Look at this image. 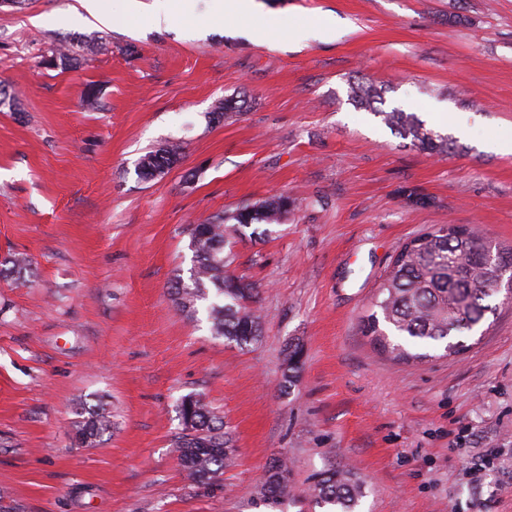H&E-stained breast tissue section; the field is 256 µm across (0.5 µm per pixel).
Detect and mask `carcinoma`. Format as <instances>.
Segmentation results:
<instances>
[{
  "label": "carcinoma",
  "instance_id": "carcinoma-1",
  "mask_svg": "<svg viewBox=\"0 0 512 512\" xmlns=\"http://www.w3.org/2000/svg\"><path fill=\"white\" fill-rule=\"evenodd\" d=\"M349 98L380 117L411 146L431 154L450 150L448 137L427 128L414 113L383 110L381 88L353 82ZM180 151L179 145L169 144L163 153L150 152L140 161L138 175L146 181L154 179L158 168L177 162ZM294 204L286 195H274L230 216L219 213L206 224L192 225L189 246L195 264L189 277L177 279L173 286L177 308L196 315L199 307H205L212 335L240 348L257 341L262 323L252 304L258 290L230 272L233 259L226 247L244 228L280 223ZM507 265H512V247L503 249L477 231L459 237L443 225L425 232L406 243L381 276L364 331L374 337L382 352L398 360H428L432 358L429 350L436 348L443 349L445 356L457 355L466 345L452 337L475 331L487 314L497 310L491 299L500 294L498 272ZM180 419V467L196 488L219 486V477L234 452L224 422L193 396L182 399ZM111 429L110 416L100 408L92 409L77 425L76 438L80 444L95 441ZM280 469H288L287 463L271 462L260 484L261 496L273 502L289 494V484L277 479ZM363 496L362 482L348 469L331 467L315 476L312 497L317 506L328 507L330 512H357Z\"/></svg>",
  "mask_w": 512,
  "mask_h": 512
}]
</instances>
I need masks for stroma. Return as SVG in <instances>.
Returning <instances> with one entry per match:
<instances>
[{"mask_svg":"<svg viewBox=\"0 0 512 512\" xmlns=\"http://www.w3.org/2000/svg\"><path fill=\"white\" fill-rule=\"evenodd\" d=\"M147 12L156 0H141ZM202 30L213 0L173 21H78L79 0L0 8V502L19 512H315L317 473L352 468L361 512H512V300L497 297L459 355L402 362L362 331L374 288L415 236L479 226L512 246V0H258ZM277 21L267 41L246 35ZM335 18L336 40L289 28ZM98 43H89V36ZM73 47L69 68L55 64ZM466 133L437 156L348 98ZM94 100H87V91ZM241 112L217 124L224 101ZM182 146L165 175L138 160ZM275 194L268 234L238 236L232 273L259 290L262 334L213 337L172 297L188 225ZM26 255L27 286L10 261ZM301 367L283 388L285 350ZM203 399L235 448L220 490L178 465V406ZM112 428L78 444L82 406ZM276 458L275 507L258 495ZM280 469H285L288 471V481L283 484L281 482L284 481V477L286 474L279 475V481L277 479V471ZM265 475L260 484V494L267 500L278 501L282 499L285 495L289 494V483H290V470L288 469V465L284 461L274 460L270 463L267 470H265Z\"/></svg>","mask_w":512,"mask_h":512,"instance_id":"1","label":"stroma"}]
</instances>
